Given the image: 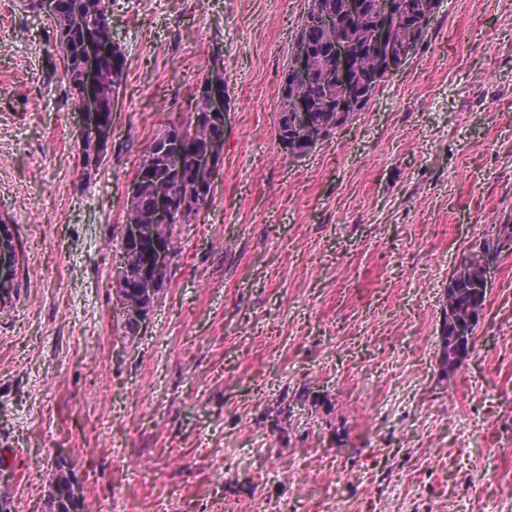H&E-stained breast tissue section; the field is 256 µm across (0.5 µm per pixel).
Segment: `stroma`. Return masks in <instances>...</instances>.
Listing matches in <instances>:
<instances>
[{"instance_id": "stroma-1", "label": "stroma", "mask_w": 512, "mask_h": 512, "mask_svg": "<svg viewBox=\"0 0 512 512\" xmlns=\"http://www.w3.org/2000/svg\"><path fill=\"white\" fill-rule=\"evenodd\" d=\"M0 0V486L46 512H512V255L441 362L448 276L512 221V0H441L414 59L295 158L278 91L309 0H106L125 80L82 171L49 18ZM221 48L224 162L136 337L112 267L128 187ZM12 241V245H9L8 242ZM18 258L16 263L15 260V252ZM19 265V257H18V249L15 243V240L11 239V237L4 232V228H1V246H0V285L1 288L3 285L6 286V289H1V298L0 302H6L8 296L10 294V286L14 281L16 272H18ZM15 284L13 283L11 286V295L12 291L15 290ZM71 481L72 487H70V484H63L59 486L58 497L61 496L63 498V500L68 505L70 512H83L84 509V512H92V509L89 505L86 504L85 499H83L81 493L79 492L80 483L76 473L72 475Z\"/></svg>"}]
</instances>
